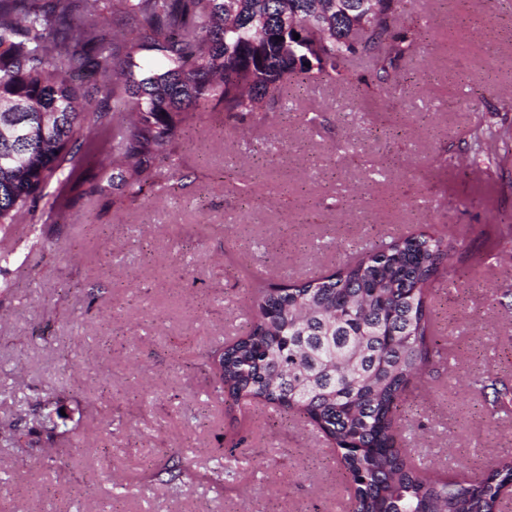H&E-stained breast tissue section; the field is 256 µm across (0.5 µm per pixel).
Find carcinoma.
<instances>
[{"label":"carcinoma","mask_w":512,"mask_h":512,"mask_svg":"<svg viewBox=\"0 0 512 512\" xmlns=\"http://www.w3.org/2000/svg\"><path fill=\"white\" fill-rule=\"evenodd\" d=\"M361 13L362 33L353 28ZM394 22L395 0H0V232L19 211L35 212L50 184L87 182L98 136L109 130L112 188L135 196L147 186L159 197L181 166L177 131L199 112L261 120L288 81L346 82L354 58L373 71L363 94L381 95L420 41V29L396 31ZM115 23L126 26L119 44L110 39ZM95 99L116 111H86ZM508 134L488 127L472 143L502 161L496 143ZM454 253L447 237L422 232L330 276L260 285L247 334L205 357L224 362L212 386L230 406L263 403L321 430L351 485L347 512H499L512 457L462 484L396 448L405 390L446 360L426 302ZM469 386L494 389L499 410L512 407V392L489 374ZM58 404L46 395L29 425L12 424L8 435L69 441L53 417Z\"/></svg>","instance_id":"cac0c4a2"}]
</instances>
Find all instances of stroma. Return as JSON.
Returning a JSON list of instances; mask_svg holds the SVG:
<instances>
[{"instance_id":"stroma-1","label":"stroma","mask_w":512,"mask_h":512,"mask_svg":"<svg viewBox=\"0 0 512 512\" xmlns=\"http://www.w3.org/2000/svg\"><path fill=\"white\" fill-rule=\"evenodd\" d=\"M396 17L425 33L382 96L362 97L364 60L351 83L294 81L263 121L183 125L169 195L82 187L47 214L44 248L15 254L26 213L0 235V425L54 393L70 431L51 454L0 434V512H345L320 430L227 410L204 357L248 330L252 284L326 276L420 231L459 250L428 295L449 360L404 393L403 446L460 482L512 457V410L466 384L488 371L512 387V157L487 170L467 150L477 126L512 129V0H399ZM228 456L225 494L212 477ZM175 461L180 481L157 478Z\"/></svg>"}]
</instances>
